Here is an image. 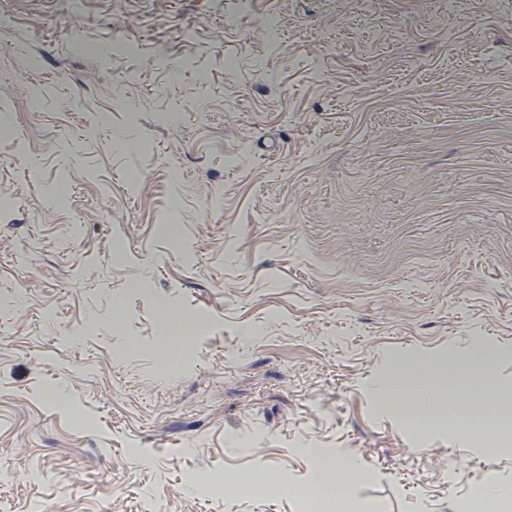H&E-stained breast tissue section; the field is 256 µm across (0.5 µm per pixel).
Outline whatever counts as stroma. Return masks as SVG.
<instances>
[{
    "label": "stroma",
    "mask_w": 512,
    "mask_h": 512,
    "mask_svg": "<svg viewBox=\"0 0 512 512\" xmlns=\"http://www.w3.org/2000/svg\"><path fill=\"white\" fill-rule=\"evenodd\" d=\"M0 512H475L512 454V0H0ZM287 478L266 500L187 476ZM490 362L487 360L484 366L482 367V371H480L479 375H470L468 379V393L465 399L462 402L458 401V387L456 386L454 380L457 378L456 373L461 370L462 368L455 367L452 369H448V372L444 371H435V370H428V369H416L413 365L409 364L406 366L399 367L396 371L397 375H402L406 373H413L412 379L416 374H427L430 375L431 379H433L435 382L441 383L443 385V390L445 394L448 393V402H453L454 406L452 410H448V413L451 416H454L457 413V408L460 405H464L465 407H468L469 404V396L471 389L474 384H480L485 392L487 393V396L489 398V403L486 407L481 408V415L483 418H493L490 422L491 424L487 426L484 430V433L487 434L486 439L488 441L494 440L493 433L497 429L501 436H503L501 430L498 426V418L494 410V402H495V394L489 387L486 378L483 374H485L486 369L489 367ZM305 453L315 469L308 487L309 493L315 497L322 495L329 498L336 486V495L346 497L358 473L356 460L350 456L330 457L322 448H306Z\"/></svg>",
    "instance_id": "1"
}]
</instances>
